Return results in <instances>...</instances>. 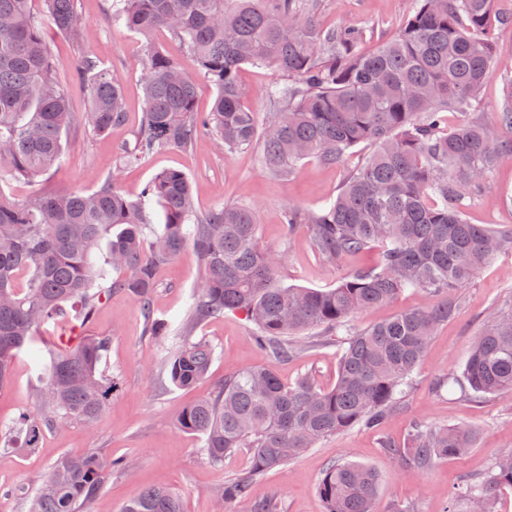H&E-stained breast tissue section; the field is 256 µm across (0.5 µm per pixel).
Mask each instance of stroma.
I'll list each match as a JSON object with an SVG mask.
<instances>
[{
  "label": "stroma",
  "instance_id": "35a3bbf8",
  "mask_svg": "<svg viewBox=\"0 0 512 512\" xmlns=\"http://www.w3.org/2000/svg\"><path fill=\"white\" fill-rule=\"evenodd\" d=\"M415 0H320L315 18L320 27L350 26L364 31L360 48L376 49L387 41L412 14ZM493 8L504 21L493 30L495 65L470 108L472 117L489 121L500 111L512 91V0H493ZM83 19L81 46L57 33H49L53 54L67 75V88L75 110H84L87 92L72 73L79 52L97 57L102 64L121 72L124 78L127 119L104 137L87 126L69 131L61 166L33 182L0 184V192L24 201L58 191H86L97 180L117 177L122 193L137 199L145 184L163 169L182 170L190 179L196 205L207 211L221 204L251 206L259 225V243L282 254L279 268L283 284L304 288H332L353 269L373 264L376 252L331 264L313 251L306 229L289 230L283 224L288 207L319 209L338 194L347 175L356 169L368 149L351 150L342 165H328L316 157L302 160L294 174L281 179L269 174L257 148L248 147L231 155L217 151L210 135H200L190 149L172 148L155 153L138 164L116 169L115 156L131 141L144 107L142 36L114 25L108 0H80ZM273 66L245 65L238 80L245 107L264 124L271 110L269 87L281 80ZM512 156L504 157L485 183L482 200L468 211L474 224L512 226ZM203 276L202 265L192 248L158 266L153 295L156 317L170 321L173 334L160 343L147 336L135 299L124 292L103 298L93 319H70L57 327L41 330L37 346L49 354L86 336H106L110 346L101 370L117 381L118 389L101 418L91 426L72 422L46 431L39 447H0V512H27L15 489L34 492L48 476L52 465L64 454L100 449L111 458H123L131 472H115L103 485L92 512H122L124 505L143 490L165 486L178 492L185 512H217L215 489L244 470L246 452L225 458L223 465L211 464L203 451L201 437L180 430L179 412L199 398L209 396L225 377L265 364L266 354L252 340L253 325L245 314L225 312L198 325L194 338L208 341L214 360L208 377L196 387L175 388L160 368L182 335L181 321ZM461 306L456 317L440 325L415 372V386L403 410L395 413L382 434L351 428L320 442L284 469L270 471L253 487L257 500L277 499L283 512H323L318 487L327 468L338 462L369 466L381 478L375 512H442L455 487L465 479L481 476L501 452L512 450V397L481 402L462 400L453 391L434 392L433 379L462 371L477 337L491 312L512 305V253L504 254L480 270L467 288L461 289ZM337 347L333 344L306 349L293 361L279 365L285 382L312 375L324 387L336 381ZM40 372L28 351L12 362V379L0 388V430L31 409L33 387ZM428 424L456 425L476 429L478 437L465 456L437 461L420 470L387 456L379 444L386 436L400 442L411 420Z\"/></svg>",
  "mask_w": 512,
  "mask_h": 512
}]
</instances>
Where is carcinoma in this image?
<instances>
[{
	"instance_id": "obj_1",
	"label": "carcinoma",
	"mask_w": 512,
	"mask_h": 512,
	"mask_svg": "<svg viewBox=\"0 0 512 512\" xmlns=\"http://www.w3.org/2000/svg\"><path fill=\"white\" fill-rule=\"evenodd\" d=\"M78 2L42 0L36 15L32 0H0V181H34L58 168L63 137L75 124L103 136L126 119L122 78L91 55H80L73 72L89 88L86 111H74L60 80L45 31L79 41ZM491 3L416 0L394 38L362 54L360 30L318 27L316 0H110L114 23L145 38L165 29L195 63L192 74L146 42L145 109L134 143L122 149L123 165L162 149H188L206 132L227 154L259 144L265 168L286 179L309 156L340 165L366 145V161L334 201L318 210L290 208L285 220L290 233L306 227L313 249L333 264L375 245L382 251L374 267L347 274L334 288L284 286L278 259L260 246L254 209L221 205L198 213L191 182L176 169L158 173L136 201L114 178L29 201L0 194V387L40 328L72 311L91 320L112 290L132 295L148 335L166 341L171 325L151 311L154 271L190 246L204 276L183 321L184 339L164 365L170 382L190 388L207 375L214 349L190 330L226 310L246 314L269 364L224 378L177 423L203 437L217 466L248 449L249 469L216 491L220 509L247 504L250 512H281L275 499L253 500L255 481L327 437L356 426L381 429L405 407L436 329L459 309V290L497 254L512 251V228L466 217L490 174L512 155V143L506 149L502 140L503 130L512 131V92L494 120L445 128V112L470 107L493 67ZM244 64L273 65L284 75L270 91L274 108L262 127L241 102L237 73ZM201 77L216 88L209 112L195 109ZM154 202L162 210L159 233L147 232ZM114 228L107 263L115 277L98 287L103 273L95 249ZM408 289L423 290L433 303L362 330L349 323ZM317 330L344 333L335 384L323 388L310 375L282 381L276 364L299 358ZM108 345L106 336H89L51 354L35 387L36 410L21 413L0 442L37 448L47 429L94 424L112 395V382L99 374ZM443 382L474 402L512 395V309L489 320L462 375H446L433 390ZM475 439L473 429L414 420L407 444L385 438L381 447L429 469L466 453ZM114 469L129 464L95 449L61 456L28 497V512H89ZM379 481L365 465L331 466L319 483L324 512H373ZM503 486L512 487V451L485 476L464 482L455 498L466 501L468 512H491ZM123 512H184V505L176 491L152 487Z\"/></svg>"
}]
</instances>
